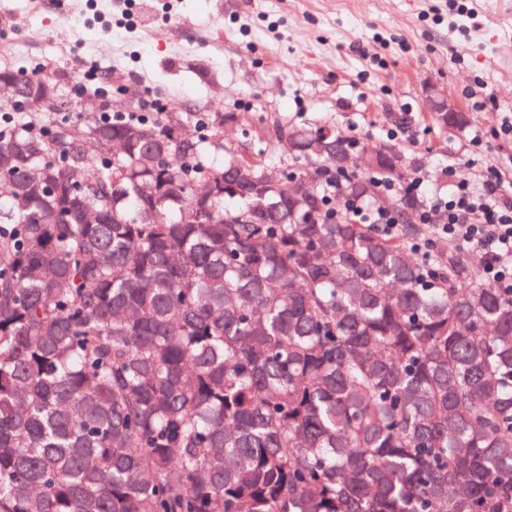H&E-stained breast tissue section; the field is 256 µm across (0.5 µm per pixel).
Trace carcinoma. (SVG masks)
Here are the masks:
<instances>
[{
  "instance_id": "obj_1",
  "label": "carcinoma",
  "mask_w": 512,
  "mask_h": 512,
  "mask_svg": "<svg viewBox=\"0 0 512 512\" xmlns=\"http://www.w3.org/2000/svg\"><path fill=\"white\" fill-rule=\"evenodd\" d=\"M68 81L0 62V112L81 113ZM236 121L0 134V512H512V296L475 248L423 263L419 197L395 237L333 215L326 174L417 171L392 145L275 125L252 165Z\"/></svg>"
}]
</instances>
